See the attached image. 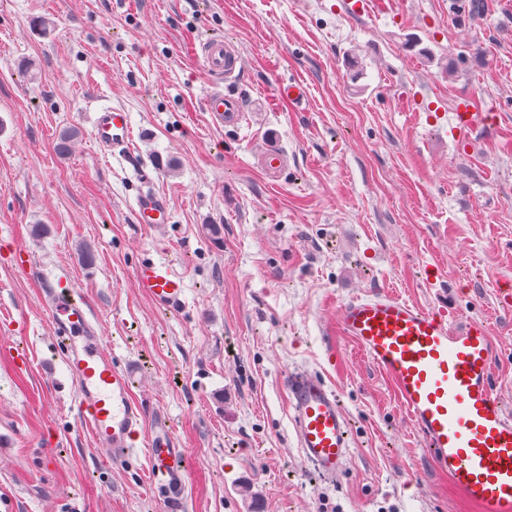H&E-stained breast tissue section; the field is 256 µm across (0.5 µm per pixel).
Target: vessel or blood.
<instances>
[{"instance_id": "1", "label": "vessel or blood", "mask_w": 512, "mask_h": 512, "mask_svg": "<svg viewBox=\"0 0 512 512\" xmlns=\"http://www.w3.org/2000/svg\"><path fill=\"white\" fill-rule=\"evenodd\" d=\"M198 49L213 84L205 100L212 123L239 126L242 102L225 93L223 84L238 76L241 56L216 33L201 36ZM131 133L128 113L117 107L96 112L91 124V136L103 152L127 145ZM135 217L140 224H164L169 212L159 196L147 191L136 200ZM135 276L157 304L181 302L184 283L168 265L145 262ZM43 295L77 388L81 419L106 460L126 464L139 438H146L154 483L176 485L186 471V454L174 446L164 418L148 419L146 407L134 397L133 369L114 366L104 353L88 304L52 284ZM338 325L393 385L431 450L434 469L448 475L482 512H512V412L494 391L498 344L487 327L477 321L450 326L442 315L387 293L343 303ZM287 387L303 460L323 478L334 479L350 454L349 425L336 393L301 371L288 374Z\"/></svg>"}]
</instances>
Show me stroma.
I'll list each match as a JSON object with an SVG mask.
<instances>
[{"instance_id":"1","label":"stroma","mask_w":512,"mask_h":512,"mask_svg":"<svg viewBox=\"0 0 512 512\" xmlns=\"http://www.w3.org/2000/svg\"><path fill=\"white\" fill-rule=\"evenodd\" d=\"M345 2L0 0V512H478L337 311L386 291L483 322L512 411V0L473 19L461 0H378L362 17ZM208 29L244 60L235 128L204 107L192 46ZM293 81L304 103L277 99ZM461 104L493 116L465 149ZM104 106L132 124L108 155L91 138ZM269 146L286 157L273 175ZM146 190L169 223L136 222ZM146 259L183 278L177 307L138 287ZM62 277L186 450L179 497L153 487L145 444L108 465L82 422L41 297ZM294 370L349 422L335 481L296 446Z\"/></svg>"}]
</instances>
